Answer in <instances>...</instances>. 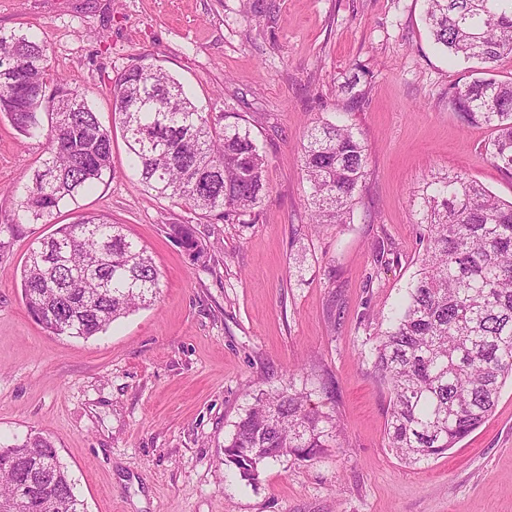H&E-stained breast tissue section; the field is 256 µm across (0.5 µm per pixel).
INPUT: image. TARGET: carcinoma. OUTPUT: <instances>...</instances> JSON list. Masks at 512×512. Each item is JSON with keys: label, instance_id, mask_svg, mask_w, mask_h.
<instances>
[{"label": "carcinoma", "instance_id": "1", "mask_svg": "<svg viewBox=\"0 0 512 512\" xmlns=\"http://www.w3.org/2000/svg\"><path fill=\"white\" fill-rule=\"evenodd\" d=\"M435 44L476 59L484 77L448 89L468 123L492 127L491 163L512 175V81L495 77L512 55V0H427ZM112 112L140 183L208 223L242 216L268 192L267 157L249 129L201 112L166 70L134 65L112 79ZM0 114L20 135L45 137L44 158L16 190L0 251L23 224H49L60 208L113 174L112 131L59 79L50 84L48 48L32 34L0 30ZM313 224H344L367 175L363 141L344 123L311 130L299 154ZM421 267L373 349V369L390 391L387 447L408 465L437 458L479 428L512 380V202L461 174L436 176L419 190ZM169 236L206 263L208 246L192 224ZM161 273L122 226L82 213L28 249L22 298L54 335L88 339L155 301ZM341 426L310 407L293 384L261 392L224 439V465L250 484L284 456L315 460L339 447ZM42 464L54 488L15 494ZM0 512H85L53 443L29 435L0 444Z\"/></svg>", "mask_w": 512, "mask_h": 512}]
</instances>
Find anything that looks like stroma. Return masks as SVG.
<instances>
[{
    "label": "stroma",
    "mask_w": 512,
    "mask_h": 512,
    "mask_svg": "<svg viewBox=\"0 0 512 512\" xmlns=\"http://www.w3.org/2000/svg\"><path fill=\"white\" fill-rule=\"evenodd\" d=\"M426 7L0 0V30L42 39L51 76L112 130L114 175L0 251V440L52 441L86 512H512V383L481 427L411 466L386 446L390 395L373 370L375 339L422 259L417 191L461 173L512 201V176L485 152L494 130L448 105L479 64L433 45ZM139 64L161 66L202 111L243 119L268 159L269 193L251 213L200 224L132 175L111 85ZM340 113L366 146L367 176L351 222L317 227L297 149ZM43 148L0 116V223ZM82 211L122 225L162 275L152 305L88 339L44 330L19 280L29 247ZM170 224L195 225L206 264ZM291 381L339 417L340 445L270 463L248 485L225 466L224 440L254 395Z\"/></svg>",
    "instance_id": "35a3bbf8"
}]
</instances>
